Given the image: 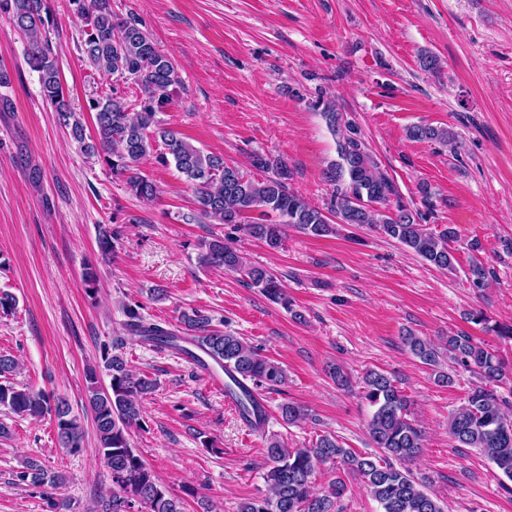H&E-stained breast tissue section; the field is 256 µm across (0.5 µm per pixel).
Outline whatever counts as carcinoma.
<instances>
[{"mask_svg":"<svg viewBox=\"0 0 512 512\" xmlns=\"http://www.w3.org/2000/svg\"><path fill=\"white\" fill-rule=\"evenodd\" d=\"M70 2L82 22L80 52L89 66L110 82L116 78L132 80L142 90L133 112L114 85L110 93L88 101L97 127V139L91 142L65 99L57 57L46 38L54 24L48 0H0V16H6L27 40L28 64L39 72L43 97L58 112L59 124L86 154L103 157L132 195L147 202L160 196L159 185L140 170L142 161L153 157L163 166L174 164L183 175L193 190L200 216L242 231L271 250L281 246L288 227L308 236L326 237L336 232L338 224L367 226L437 269H455L452 243L458 239L457 230L449 226L436 234L421 223L423 214L402 201L393 178L355 138L353 122L336 111L334 102L323 93H318L314 106L321 108L328 127L342 140L338 141L339 160L325 172L332 185L330 199L320 207L288 188L290 171L282 161L254 156L252 166L273 172L262 180L255 179L224 163L223 157L195 147L181 132L159 126L156 114L170 103L180 84L171 56L160 51L138 23L112 12V0ZM408 137L456 141L455 133L428 125L409 128ZM252 211L259 212L260 220L250 219L248 213ZM118 241V230L103 229L98 249L107 256L116 251ZM199 263L241 275L249 286L275 303L286 301L278 277L265 267L247 262L240 250L222 237L202 244ZM490 275V269L475 260L469 265L467 281L479 292ZM124 314L126 330L145 343L188 354L190 350L179 345L184 341L202 350L224 368L228 377L225 390L235 395L240 416L266 424L255 393L264 385H281L285 372L259 348L240 336L212 328L208 318L196 311L182 315L179 329L146 321L136 306L124 307ZM464 316L469 322L483 325L488 333L512 339V324H493L481 309ZM404 342L426 365L436 367L440 358L448 357L457 366L479 375V384L450 416L448 433L457 447L480 449L512 481V402L496 390L509 375L504 361L464 332L448 335L444 351L412 334L404 336ZM102 361L109 385L101 386L96 368H88L85 402L95 425L97 455L112 476V498L103 512H182V502L131 443L132 428L141 426V399L153 389V381L134 372L118 354L106 350ZM362 398L373 408L368 432L373 447L381 449L382 455H357L332 435L320 436L308 448L291 449L272 435L268 438V470L264 474L267 492L243 502L239 512H334V503L346 493V483L336 478L327 490H313L317 468L327 463L360 478L381 512H446L410 469L395 465L397 461L413 460L422 447V431L411 415L407 396L386 374L369 370L363 377ZM1 407L20 417H53L61 447L72 454L84 450L85 428L65 400L42 390L0 383ZM62 481L63 475L34 461L14 474L15 483L42 489L49 512H67L68 504L50 492Z\"/></svg>","mask_w":512,"mask_h":512,"instance_id":"obj_1","label":"carcinoma"}]
</instances>
